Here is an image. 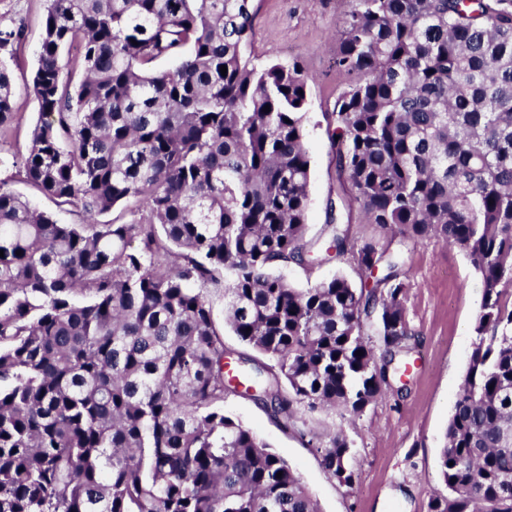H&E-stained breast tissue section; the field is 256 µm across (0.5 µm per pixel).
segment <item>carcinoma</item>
<instances>
[{
    "instance_id": "cac0c4a2",
    "label": "carcinoma",
    "mask_w": 512,
    "mask_h": 512,
    "mask_svg": "<svg viewBox=\"0 0 512 512\" xmlns=\"http://www.w3.org/2000/svg\"><path fill=\"white\" fill-rule=\"evenodd\" d=\"M47 2L23 169L84 220L0 180V512H320L224 399L365 412L407 363L403 254L431 237L463 249L482 294L428 512H512V0H351L327 130L394 249L349 222L305 241L308 79L245 57L251 0ZM22 40L0 29V50ZM13 95L0 63V138ZM333 257L381 274L298 289L278 273ZM221 293L257 356L225 346ZM350 453L333 435L329 477L352 481ZM210 302L213 310V316L216 321L219 331L223 334L224 343L229 347L236 348L238 351H247L248 353L255 355L256 353L252 350L243 346L236 336H234L228 329L224 330V318H225V305L224 296L218 294L210 295Z\"/></svg>"
}]
</instances>
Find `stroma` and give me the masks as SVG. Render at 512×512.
<instances>
[{"instance_id": "1", "label": "stroma", "mask_w": 512, "mask_h": 512, "mask_svg": "<svg viewBox=\"0 0 512 512\" xmlns=\"http://www.w3.org/2000/svg\"><path fill=\"white\" fill-rule=\"evenodd\" d=\"M348 7V0H253L246 57L257 65L296 61L309 77L310 241L322 236L330 220L329 202L342 192L325 114L345 88L334 58ZM46 10V0H0V29H23L18 52L0 51V62L12 76L17 114L8 138L0 141V179L47 210L50 202L27 183L20 163L39 117L31 85ZM404 268L414 348L404 390L388 393L358 416L300 407L287 422L249 398L231 395L224 401L225 414L252 428L295 467L320 512H427L429 500L445 489L440 452L474 341L481 282L460 247L433 238L406 251ZM282 274L297 288L338 274L355 283L361 279L343 260L312 268L291 264ZM338 430L351 443L347 465L354 479L349 484L330 478L320 463L321 448Z\"/></svg>"}]
</instances>
